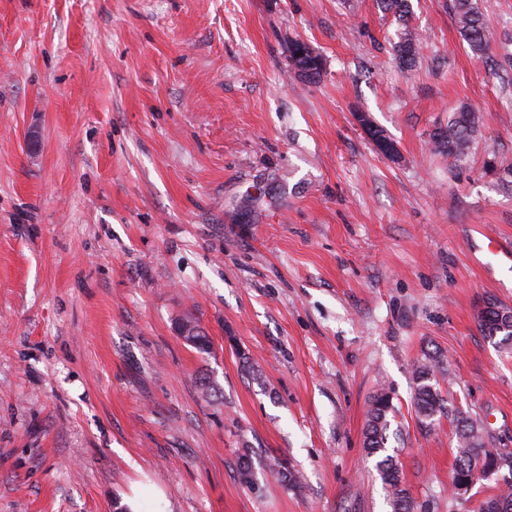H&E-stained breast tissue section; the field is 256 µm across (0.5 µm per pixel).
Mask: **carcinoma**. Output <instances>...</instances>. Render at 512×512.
<instances>
[{"mask_svg":"<svg viewBox=\"0 0 512 512\" xmlns=\"http://www.w3.org/2000/svg\"><path fill=\"white\" fill-rule=\"evenodd\" d=\"M379 4L382 10L393 14L401 22L402 28L395 45L396 59L403 69L410 70L415 66L419 38L409 25V0H379ZM452 9L460 33L469 48L478 56L484 55L491 42V32L476 0H453ZM290 58L298 77L308 82H315L320 78L323 70L322 58L309 45L302 41L294 42L290 47ZM477 127L478 117L473 112L462 109L454 113L448 120V126L440 127L432 134L434 151L448 156L464 155ZM186 321L193 323V329L183 336L184 341L200 353L209 352V337L200 329L196 318H181L177 329H183ZM481 330L493 339L499 338L502 345H512V323H501L494 316L481 325ZM442 364L441 356L430 355L414 371L415 410L418 422L425 428L431 426L435 417L447 412V399L442 395L437 379V372L441 371ZM392 419V397L381 390L373 395L370 402L364 427V448L368 455L376 458L375 469L387 492L393 512H411L409 491L403 483L394 456L387 453ZM456 438L458 459L451 481L452 490L455 492L462 484L475 479L477 465H496L502 460L501 454L485 448V440L479 435L471 418L463 415L457 418ZM238 478L245 485L255 484L253 462L248 453L239 457ZM481 512H512V484L505 483L501 494L485 501Z\"/></svg>","mask_w":512,"mask_h":512,"instance_id":"cac0c4a2","label":"carcinoma"}]
</instances>
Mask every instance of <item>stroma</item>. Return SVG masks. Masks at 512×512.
<instances>
[{"mask_svg": "<svg viewBox=\"0 0 512 512\" xmlns=\"http://www.w3.org/2000/svg\"><path fill=\"white\" fill-rule=\"evenodd\" d=\"M410 3L411 72L376 0H0V512H392L363 447L382 389L414 512L498 494L512 469L452 494V414L424 429L412 398L442 354L452 413L512 455V347L476 320L512 306V0H479L480 57L452 0ZM464 106L465 155L436 153ZM290 58L293 69L298 77L308 81H317L323 70V62L309 45L295 41L290 47ZM191 322L193 323L194 327L193 329L189 330L187 335H184L183 332V339L184 341L198 350L199 353H209L210 350V340L209 337L206 336V334L200 329L198 322L196 318L192 316H186L181 318L177 323V330L182 331L184 327V322Z\"/></svg>", "mask_w": 512, "mask_h": 512, "instance_id": "obj_1", "label": "stroma"}]
</instances>
